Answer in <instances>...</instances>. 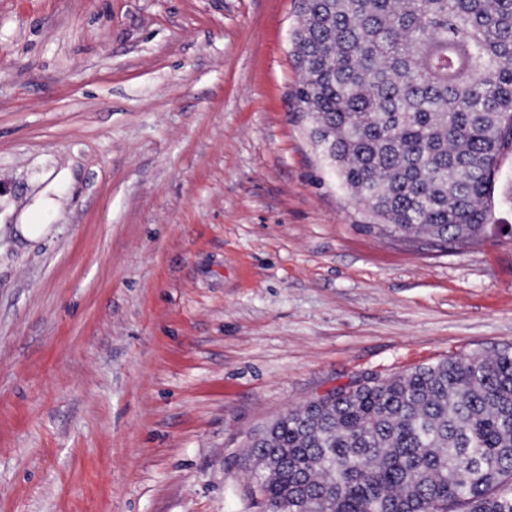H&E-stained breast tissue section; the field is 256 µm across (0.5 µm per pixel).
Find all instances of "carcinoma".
Masks as SVG:
<instances>
[{"mask_svg": "<svg viewBox=\"0 0 512 512\" xmlns=\"http://www.w3.org/2000/svg\"><path fill=\"white\" fill-rule=\"evenodd\" d=\"M297 90L386 235L486 234L512 151V0H300ZM264 512H512V346L359 381L252 438Z\"/></svg>", "mask_w": 512, "mask_h": 512, "instance_id": "carcinoma-1", "label": "carcinoma"}]
</instances>
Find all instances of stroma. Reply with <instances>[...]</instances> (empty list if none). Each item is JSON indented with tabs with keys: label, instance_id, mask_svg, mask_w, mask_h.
Wrapping results in <instances>:
<instances>
[{
	"label": "stroma",
	"instance_id": "1",
	"mask_svg": "<svg viewBox=\"0 0 512 512\" xmlns=\"http://www.w3.org/2000/svg\"><path fill=\"white\" fill-rule=\"evenodd\" d=\"M298 0H0V512H262L283 413L512 344L494 224L368 228L300 110Z\"/></svg>",
	"mask_w": 512,
	"mask_h": 512
}]
</instances>
